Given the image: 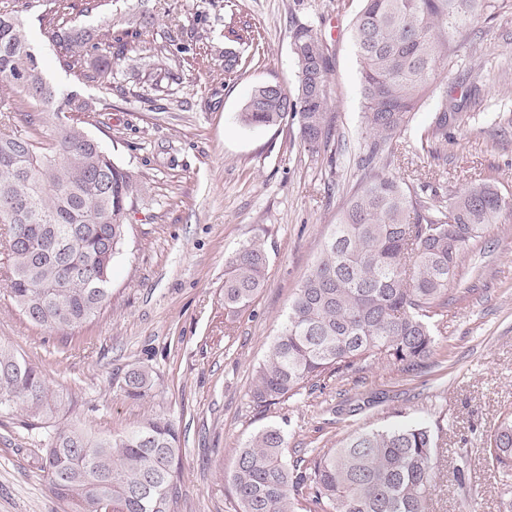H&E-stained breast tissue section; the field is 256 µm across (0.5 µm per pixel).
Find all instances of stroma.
<instances>
[{
    "label": "stroma",
    "mask_w": 512,
    "mask_h": 512,
    "mask_svg": "<svg viewBox=\"0 0 512 512\" xmlns=\"http://www.w3.org/2000/svg\"><path fill=\"white\" fill-rule=\"evenodd\" d=\"M68 26L151 15L145 38L167 46L178 32L194 59L178 81L158 77L136 46L113 59L111 75L85 80L68 68L40 16L44 0H16L44 78L58 95L31 104L33 116L61 112L69 97L93 101L83 128L137 178L125 244L114 261L112 299L92 321L51 332L30 323L10 299L0 249V342L36 364L62 399L60 420L117 434L153 414L180 430L176 512H235L230 475L240 448L276 425L298 456L336 448L364 429L415 422L439 436L440 474L430 512H498V476L484 462L489 431L512 412V210L502 212L464 253L448 307L435 319L433 365L417 374L369 360L343 378L270 409L251 400L255 370L277 336L302 280L338 223L359 177L366 137L359 63L351 37L361 0H73ZM261 35L262 61L235 74L224 53L236 50L228 21ZM309 26L325 42L329 115L346 149L308 150L297 121L247 128L238 121L252 90L297 85L292 33ZM487 58L480 103L463 79L470 43L457 41L458 64L443 74L401 136L394 172L431 182L440 198L481 181L512 199V9L486 11L475 35ZM474 121L448 132L440 158L420 148L440 96ZM261 237L269 257L263 288L249 308L224 309V262ZM144 366L153 387L138 401L119 384ZM48 439L20 418L0 415V512H69L40 468Z\"/></svg>",
    "instance_id": "obj_1"
}]
</instances>
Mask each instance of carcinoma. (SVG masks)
Wrapping results in <instances>:
<instances>
[{
    "label": "carcinoma",
    "mask_w": 512,
    "mask_h": 512,
    "mask_svg": "<svg viewBox=\"0 0 512 512\" xmlns=\"http://www.w3.org/2000/svg\"><path fill=\"white\" fill-rule=\"evenodd\" d=\"M47 24L68 67L82 66L88 50L122 55L137 42L157 61L165 79L181 63L142 39L146 20L128 19L96 30L68 28L72 0H46ZM486 0H363L353 23L368 139L357 188L324 242L320 257L295 294L279 335L258 366L252 402L268 409L302 391L325 387L369 359L413 372L434 354V320L448 306V281L471 240L506 208L489 183L427 194L425 183L391 172L398 140L422 95L454 63L452 44L477 27ZM15 10L0 7V78L19 104L49 103L46 82ZM239 44L253 46L251 26L228 23ZM297 87L290 94L262 84L239 121L278 126L298 118L305 144L318 150L334 138L328 111L332 93L323 41L308 26L292 36ZM260 56H226L233 74ZM474 119L448 98L437 112L426 145L448 141V127ZM136 178L66 115L52 114L47 142L17 129L0 133V224L10 271V297L31 323L72 330L110 303L112 263L122 246ZM268 256L254 240L224 263V309L248 308L263 287ZM153 386L151 371L133 368L119 385L140 400ZM61 401L38 366L0 343V414L20 416L43 429L49 443L41 468L71 512H175L179 497V429L152 415L121 434L102 435L52 424ZM438 435L425 423L375 428L349 436L338 448L288 457L283 430L267 426L239 449L230 476L235 512H428L438 477ZM485 461L498 474V512H512V412L499 417L486 443Z\"/></svg>",
    "instance_id": "obj_1"
}]
</instances>
